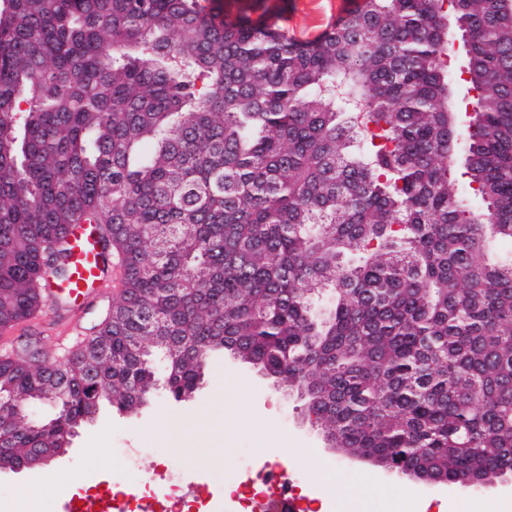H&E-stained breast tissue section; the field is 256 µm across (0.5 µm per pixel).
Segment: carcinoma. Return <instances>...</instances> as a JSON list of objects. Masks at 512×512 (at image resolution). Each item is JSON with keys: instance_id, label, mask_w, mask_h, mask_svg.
<instances>
[{"instance_id": "1", "label": "carcinoma", "mask_w": 512, "mask_h": 512, "mask_svg": "<svg viewBox=\"0 0 512 512\" xmlns=\"http://www.w3.org/2000/svg\"><path fill=\"white\" fill-rule=\"evenodd\" d=\"M70 224L119 300L66 360L0 354V469L223 354L345 456L512 473V0H363L306 43L196 0H0L1 330L68 278Z\"/></svg>"}]
</instances>
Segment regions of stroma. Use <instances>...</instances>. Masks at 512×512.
<instances>
[{
	"instance_id": "35a3bbf8",
	"label": "stroma",
	"mask_w": 512,
	"mask_h": 512,
	"mask_svg": "<svg viewBox=\"0 0 512 512\" xmlns=\"http://www.w3.org/2000/svg\"><path fill=\"white\" fill-rule=\"evenodd\" d=\"M200 4L222 19L246 16L274 24L298 42L321 37L333 21L355 10L350 0H200ZM59 317V310L47 309L27 322L25 330L0 340V352L11 351L31 337L43 343L50 359L68 355L75 344L57 335ZM163 408L177 415L176 426L160 422L158 412ZM256 419L263 423L259 434L250 428ZM283 440L295 453L281 471L308 494L298 501L299 512H313L310 496L325 489L313 472L316 462L364 474L378 487L377 499L385 512H468L477 493L492 499L496 512H512L511 477L478 491L428 487L326 447L319 427L304 417L295 393L277 388L257 369L226 356L208 365L191 401L175 402L160 388L133 413L103 405L93 421L78 429L64 454L30 469L0 471V502L32 495L39 499L42 512H62L87 489L105 487L113 476L133 473L152 479L159 488L182 479L189 499L210 502L218 512H237L239 503L225 497V485L247 478L265 480L264 451Z\"/></svg>"
}]
</instances>
